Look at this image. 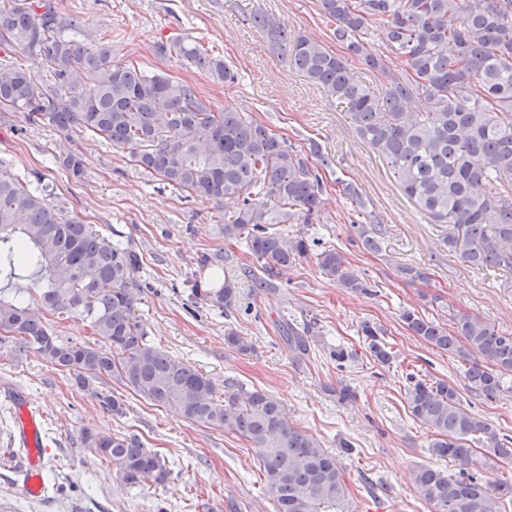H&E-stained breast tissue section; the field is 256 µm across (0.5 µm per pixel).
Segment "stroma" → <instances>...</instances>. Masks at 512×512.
<instances>
[{"mask_svg":"<svg viewBox=\"0 0 512 512\" xmlns=\"http://www.w3.org/2000/svg\"><path fill=\"white\" fill-rule=\"evenodd\" d=\"M61 17L83 27L82 40L112 42L114 60L134 61L151 73L196 85L214 109L230 108L265 125L289 146L317 145L330 160L320 168L325 188L311 223L291 225L322 246L336 247L372 286L370 293L338 288L315 257L300 261L268 288L253 287L244 268L261 265L244 241L226 240L214 221L213 201L171 193L128 162L126 152L98 139L69 140L49 124H28L18 112L0 114V159L14 170L44 175L60 205L81 212L103 234L120 235L139 254L134 276L137 316L150 345L207 376L216 398L239 388L279 399L289 425L316 437L340 463L356 512L379 505L385 512H434L413 481L431 466L456 477L458 463L432 454L435 435L410 414L411 378L456 386L462 406L512 438V373L488 397L472 389L467 373L476 356L468 346L446 353L406 329L404 311L444 324L461 313L512 332V272L475 267L449 252L451 226L432 223L401 191L389 165L358 137L345 103L310 83L288 52L268 47L255 13L274 26L346 54L318 7V0H53ZM188 36L224 59L236 79L223 83L184 61L159 55L158 43ZM348 64L376 90L380 77L356 57ZM83 154L74 176L63 164L72 148ZM355 186L382 228L378 251L357 240L359 216L342 191ZM427 273L424 282L404 280L399 267ZM239 283L240 303L230 312L205 295L225 280ZM313 322L306 354L292 351L288 324ZM380 328L393 358L379 363L361 333L363 322ZM235 331L249 346L241 352L224 336ZM346 352L343 361L331 350ZM349 387L354 398L340 402ZM16 390L42 412L52 441L44 461L45 495L20 489L25 455H14L15 417L8 401ZM126 404L115 418L69 377L34 354L0 350V512H273L262 462L249 441L230 430L189 422L122 385ZM134 435L157 452L172 472L164 484L121 482L110 461L85 444V432Z\"/></svg>","mask_w":512,"mask_h":512,"instance_id":"35a3bbf8","label":"stroma"}]
</instances>
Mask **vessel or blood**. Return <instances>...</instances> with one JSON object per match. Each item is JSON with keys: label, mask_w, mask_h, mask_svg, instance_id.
<instances>
[{"label": "vessel or blood", "mask_w": 512, "mask_h": 512, "mask_svg": "<svg viewBox=\"0 0 512 512\" xmlns=\"http://www.w3.org/2000/svg\"><path fill=\"white\" fill-rule=\"evenodd\" d=\"M9 401L16 415L12 441L28 451L21 489L27 496L39 498L44 493L43 460L50 446L49 440L40 429L42 415L21 395H10Z\"/></svg>", "instance_id": "b4317fda"}]
</instances>
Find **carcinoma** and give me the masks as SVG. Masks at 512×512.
I'll return each instance as SVG.
<instances>
[{
    "instance_id": "obj_1",
    "label": "carcinoma",
    "mask_w": 512,
    "mask_h": 512,
    "mask_svg": "<svg viewBox=\"0 0 512 512\" xmlns=\"http://www.w3.org/2000/svg\"><path fill=\"white\" fill-rule=\"evenodd\" d=\"M39 8L30 0H0V44L49 61L39 82L31 68L0 59V112L101 138L171 190L208 197L224 239L245 238L262 263L266 278L257 281L259 288L310 254L308 239L274 225L307 224L318 211L323 183L309 156L326 168L325 156L315 148L308 155L288 149L239 112L215 111L190 83L112 59L110 40L84 45L76 21L60 17L51 0ZM320 10L335 24L336 41L381 77L379 94L355 77L347 58L268 27L262 15L252 23L268 31L272 51L290 49L297 71L346 103L356 133L387 162L403 193L433 223L453 226L445 240L449 252L472 266L512 271V0H320ZM372 20L385 22L389 57L367 51L364 34ZM162 51L216 80L234 81L224 60L195 41L178 37ZM52 197L42 176L22 177L0 161V279L24 271L35 285L26 297L0 295V348L41 356L116 417L125 414L124 402L103 386L107 378L187 420L240 434L261 457L275 512H354L336 456L289 426L277 398L240 389L219 401L208 377L147 343L131 291L138 253L106 240ZM354 228L365 249L378 250L377 225ZM315 257L338 287L369 292L340 252L325 249ZM204 298L226 312L240 301L229 280ZM70 319L86 323L99 342L53 328V321ZM401 320L438 350L453 352L465 342L477 356L468 380L489 396L512 372V333L489 322L459 314L447 326L411 310ZM310 332L309 322L288 325V346L306 353ZM361 332L371 355L389 363L393 355L379 331L366 323ZM407 404L413 418L438 435L430 445L434 455L470 466L484 447L512 459V439L462 407L448 382L416 381ZM84 442L128 485L162 484L170 475L166 460L135 436L87 431ZM414 483L435 512H505L503 500L512 502L511 485L472 474L452 479L424 467Z\"/></svg>"
}]
</instances>
